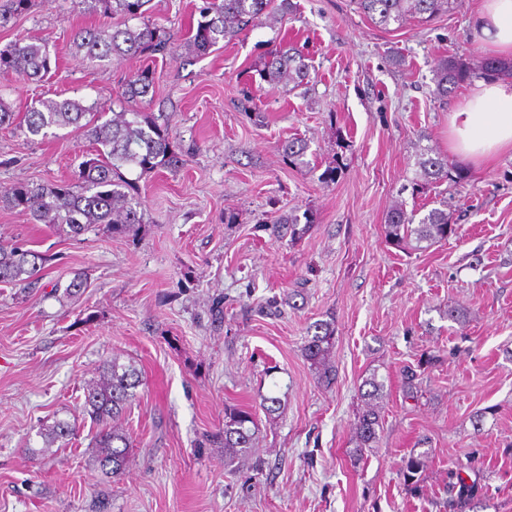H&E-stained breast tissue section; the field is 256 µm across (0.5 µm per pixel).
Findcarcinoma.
<instances>
[{
  "label": "carcinoma",
  "instance_id": "cac0c4a2",
  "mask_svg": "<svg viewBox=\"0 0 512 512\" xmlns=\"http://www.w3.org/2000/svg\"><path fill=\"white\" fill-rule=\"evenodd\" d=\"M87 9L105 18L119 16L122 21L110 30L81 28L73 37L75 55L90 63H105L149 56L166 49L170 38L145 20L149 0H84ZM452 0H357L358 8L376 25L387 27L414 19L425 21L448 11ZM291 0H203L196 25L185 38L186 53L203 57L220 43L229 42L243 31L262 23L263 17L287 12ZM132 20L138 25H129ZM52 69V56L43 39L20 41L0 48V71L15 72L31 80H40ZM309 77L302 50L290 43L273 52L265 63L261 78L271 85L304 83ZM512 80V62L486 57L478 63L456 56L437 60L433 80L437 92L448 90L473 78ZM154 88V76L148 69L135 72L118 92V99L127 104L106 118L94 104L80 99H40L26 112L19 114L0 101V127L18 125L30 139L45 138L60 129H81L98 145L83 160L75 183L45 185L20 183L0 193V203L29 215L40 224H51L70 235H79L92 224H106L115 235L135 233L143 223L140 202L134 186L125 179L121 167L135 165L143 174L177 162L172 150L168 126L162 116L138 112L130 105L142 101ZM284 156L301 160L307 145L290 140L282 146ZM417 165L420 177L430 183L449 181L461 185L468 181L462 169L448 168L444 156L433 148L420 153ZM457 231L454 213L448 210V199L439 201L422 218L407 213L404 205L392 206L387 216L386 237L398 247L432 246ZM47 262L39 252L20 246L0 243V283L27 288ZM310 337L303 346L305 360L319 380L330 385L336 378L332 353L335 345L334 327L324 320L309 326ZM361 394L364 408L358 414L356 448H374L379 440L383 399V383L370 378ZM139 374L131 365L114 359L104 363L99 378L83 387V411L97 427L96 447L100 448L99 467L117 477L123 473L130 450L129 436L119 428L118 421L136 398ZM258 422L256 414L244 408L224 409V460L233 461L253 448Z\"/></svg>",
  "mask_w": 512,
  "mask_h": 512
}]
</instances>
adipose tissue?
Segmentation results:
<instances>
[{
    "label": "adipose tissue",
    "mask_w": 512,
    "mask_h": 512,
    "mask_svg": "<svg viewBox=\"0 0 512 512\" xmlns=\"http://www.w3.org/2000/svg\"><path fill=\"white\" fill-rule=\"evenodd\" d=\"M472 33L488 54L511 56L512 0H484L473 19ZM448 150L477 167L512 153V82L474 81L470 93L449 116Z\"/></svg>",
    "instance_id": "adipose-tissue-1"
}]
</instances>
